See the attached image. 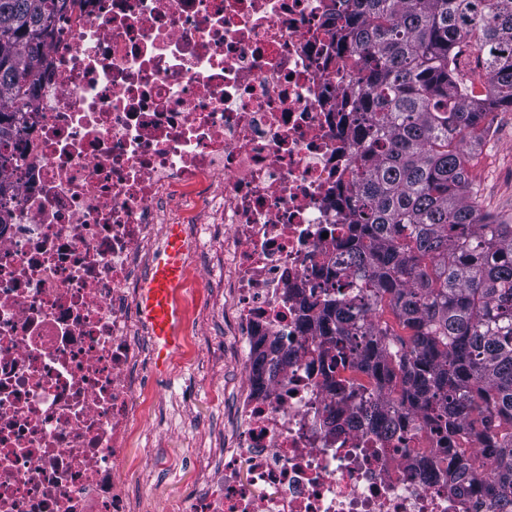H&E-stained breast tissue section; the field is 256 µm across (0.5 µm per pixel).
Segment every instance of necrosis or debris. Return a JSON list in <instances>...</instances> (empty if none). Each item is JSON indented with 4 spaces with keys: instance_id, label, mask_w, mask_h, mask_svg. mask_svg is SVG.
<instances>
[{
    "instance_id": "necrosis-or-debris-1",
    "label": "necrosis or debris",
    "mask_w": 512,
    "mask_h": 512,
    "mask_svg": "<svg viewBox=\"0 0 512 512\" xmlns=\"http://www.w3.org/2000/svg\"><path fill=\"white\" fill-rule=\"evenodd\" d=\"M346 0H71L23 121L0 203V512H141L122 472L147 399L138 298L167 225L223 293L247 373L203 494L171 512H498L423 474L429 433L378 427L380 394L338 381L305 322L361 296L339 271L362 151L350 110Z\"/></svg>"
}]
</instances>
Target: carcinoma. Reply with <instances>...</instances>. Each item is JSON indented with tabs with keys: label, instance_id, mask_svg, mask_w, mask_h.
<instances>
[{
	"label": "carcinoma",
	"instance_id": "1",
	"mask_svg": "<svg viewBox=\"0 0 512 512\" xmlns=\"http://www.w3.org/2000/svg\"><path fill=\"white\" fill-rule=\"evenodd\" d=\"M352 0L343 18L367 146L352 171L355 217L343 262L364 303L328 299L312 315L329 350L361 338L344 382L386 395L384 432L414 420L454 446L448 485L487 469L512 512V224L482 212L460 144L512 111V0ZM67 0H0V90L34 89L46 35ZM469 44L485 93L459 70ZM19 118L0 111L1 149ZM390 310L394 322L383 319ZM288 360L255 358L257 375ZM448 449L424 467L442 470Z\"/></svg>",
	"mask_w": 512,
	"mask_h": 512
}]
</instances>
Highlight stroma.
I'll use <instances>...</instances> for the list:
<instances>
[{"mask_svg":"<svg viewBox=\"0 0 512 512\" xmlns=\"http://www.w3.org/2000/svg\"><path fill=\"white\" fill-rule=\"evenodd\" d=\"M493 129V145L467 143L463 151L470 180L485 190L483 211L504 220L512 215V203H500L487 188L493 183L512 192V112L497 113ZM203 275V269L191 268L185 291L194 336L166 375L151 376L140 429L128 450L131 468L125 477L144 495L147 512H170L176 502L201 493L204 440L245 381L236 343L225 335L220 311L199 287ZM202 358L208 368H198Z\"/></svg>","mask_w":512,"mask_h":512,"instance_id":"stroma-1","label":"stroma"}]
</instances>
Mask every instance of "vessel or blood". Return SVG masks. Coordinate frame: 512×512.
<instances>
[{"label": "vessel or blood", "instance_id": "1", "mask_svg": "<svg viewBox=\"0 0 512 512\" xmlns=\"http://www.w3.org/2000/svg\"><path fill=\"white\" fill-rule=\"evenodd\" d=\"M185 242L180 225H169L165 246L139 296V310L154 340V367L167 373L183 340L184 314L181 293L187 278Z\"/></svg>", "mask_w": 512, "mask_h": 512}]
</instances>
